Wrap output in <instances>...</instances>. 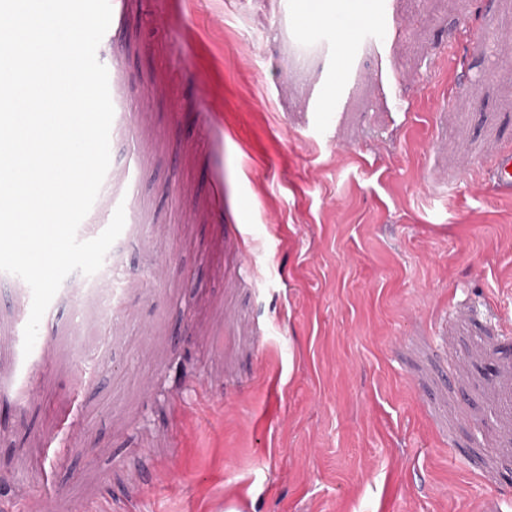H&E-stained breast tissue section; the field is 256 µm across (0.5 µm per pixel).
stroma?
I'll return each mask as SVG.
<instances>
[{
    "mask_svg": "<svg viewBox=\"0 0 512 512\" xmlns=\"http://www.w3.org/2000/svg\"><path fill=\"white\" fill-rule=\"evenodd\" d=\"M124 0L99 223L31 354L0 272V512H512V0ZM314 43V42H313ZM352 5L344 19L336 24H318L313 26L314 32L322 35L326 42H346L353 47L356 42L368 33L367 29L355 26L361 13L375 12L380 16L383 14L381 0H353ZM512 144L505 145L483 171L484 180H489L499 194H512Z\"/></svg>",
    "mask_w": 512,
    "mask_h": 512,
    "instance_id": "stroma-1",
    "label": "stroma"
}]
</instances>
